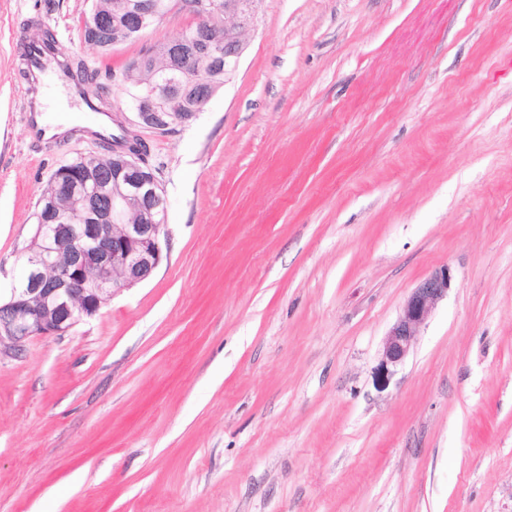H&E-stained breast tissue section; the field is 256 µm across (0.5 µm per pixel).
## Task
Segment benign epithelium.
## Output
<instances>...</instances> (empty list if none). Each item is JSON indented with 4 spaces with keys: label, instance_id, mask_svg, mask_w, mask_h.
<instances>
[{
    "label": "benign epithelium",
    "instance_id": "1",
    "mask_svg": "<svg viewBox=\"0 0 512 512\" xmlns=\"http://www.w3.org/2000/svg\"><path fill=\"white\" fill-rule=\"evenodd\" d=\"M224 32L209 26L210 5L194 0L200 26L190 51L178 35L163 43V72L174 73L175 90L150 86L133 107L119 109L134 118L117 128L139 139L136 128L167 129L191 121L216 92L218 76L231 74L244 51L243 36L251 27L261 0H223ZM171 11L160 4L147 20L124 27L139 35L165 20ZM156 171L142 164L139 153L118 149L112 155V178L93 195L69 190L48 198L51 214L79 223V232H60L47 249H24L20 274L0 300V356L20 350L32 336L62 335L95 316L116 288L146 280L162 260L165 225L154 223V210L168 206ZM448 267L435 270L411 291L383 343L379 367L388 372L402 364L417 340L433 306L448 294Z\"/></svg>",
    "mask_w": 512,
    "mask_h": 512
}]
</instances>
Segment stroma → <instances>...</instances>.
I'll return each instance as SVG.
<instances>
[{
    "label": "stroma",
    "instance_id": "35a3bbf8",
    "mask_svg": "<svg viewBox=\"0 0 512 512\" xmlns=\"http://www.w3.org/2000/svg\"><path fill=\"white\" fill-rule=\"evenodd\" d=\"M87 0H0V289L51 174L103 153L24 137L14 35L121 73ZM163 260L0 358V512H512V0H262L190 123L139 128ZM447 295L389 378L413 288Z\"/></svg>",
    "mask_w": 512,
    "mask_h": 512
}]
</instances>
